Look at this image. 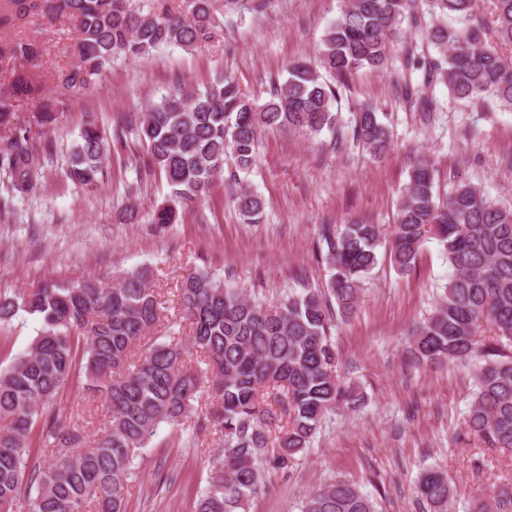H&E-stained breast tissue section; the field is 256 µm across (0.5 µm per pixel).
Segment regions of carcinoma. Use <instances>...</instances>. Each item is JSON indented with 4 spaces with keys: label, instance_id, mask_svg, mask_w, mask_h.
<instances>
[{
    "label": "carcinoma",
    "instance_id": "carcinoma-1",
    "mask_svg": "<svg viewBox=\"0 0 512 512\" xmlns=\"http://www.w3.org/2000/svg\"><path fill=\"white\" fill-rule=\"evenodd\" d=\"M153 2L145 9L136 0H0V28L18 32L0 43V208L31 197L56 150L16 114L30 105L42 127L64 106L47 96L38 73L24 69L46 52L22 35L31 17L76 26L73 59L56 70L55 86L80 92L118 58L210 42L237 22L247 0H186L185 14L166 0ZM489 2L487 16L481 0H344L316 61L289 63L288 77L267 100L245 93L228 72L202 91L162 97L135 129L147 151L146 173L163 175L171 189L152 223H175L177 207L205 197L224 171L233 181L250 172L268 130H327L338 152L355 146L386 155L393 143L388 113L361 104L346 124L335 106L354 73L386 72L395 57V93L424 127L446 109L433 94L438 84L464 106L511 110L512 61L498 46H512V0ZM126 147L124 128L109 135L86 123L69 148L68 180L97 187L113 153ZM232 203L244 223L263 222L264 200L251 189L234 193ZM430 239L452 272L409 338L407 356L417 366L472 365L469 429L488 447L512 453V351L482 342L487 329L512 341V205L458 174L440 192L438 169L420 151L390 233L367 221L321 225L319 257L331 271L322 289L306 286L263 303L197 269L183 277L170 316L146 268L106 284L0 291V324L21 311L39 323L27 350L0 369V512H15L24 490L26 512H125L137 461L164 424L194 436L217 427L195 512H250L266 468L288 472L328 414L362 404L358 387L337 374L336 321L356 312L381 255L408 274ZM183 322L187 336L157 335L158 327ZM76 372L86 393L107 406L100 435L54 414ZM35 433L42 455L28 466ZM415 494L431 512H455L454 490L441 471H423ZM300 512H376V505L361 487L336 480L310 492ZM470 512H512V487L494 488Z\"/></svg>",
    "mask_w": 512,
    "mask_h": 512
}]
</instances>
